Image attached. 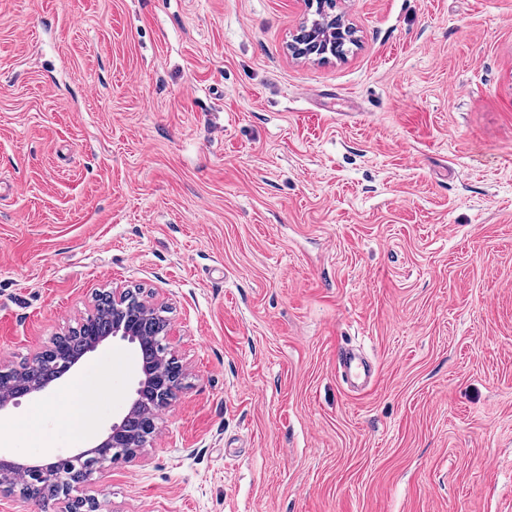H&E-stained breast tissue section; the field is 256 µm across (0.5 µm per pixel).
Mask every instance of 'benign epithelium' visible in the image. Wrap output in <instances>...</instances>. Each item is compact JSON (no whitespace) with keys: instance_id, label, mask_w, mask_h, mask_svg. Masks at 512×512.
Returning a JSON list of instances; mask_svg holds the SVG:
<instances>
[{"instance_id":"benign-epithelium-1","label":"benign epithelium","mask_w":512,"mask_h":512,"mask_svg":"<svg viewBox=\"0 0 512 512\" xmlns=\"http://www.w3.org/2000/svg\"><path fill=\"white\" fill-rule=\"evenodd\" d=\"M307 4L315 9L318 19L313 26L295 34L291 44L293 54L300 58L324 57L330 53L325 41L327 34L332 33L342 40L353 39L352 28L342 17L332 13V4L326 0H307ZM171 331L164 310L144 301L135 289L114 288L95 294L93 311L69 329L67 335L77 337L85 354L110 337L139 344L147 356L142 362V377L137 383L135 398L127 413L112 423L105 438L90 450L37 465H24L1 457L0 492L29 488L41 493L32 498L34 502H41L48 496H62L68 499L63 512H97L93 499L70 497V480L59 470V465L75 461L88 476L107 463L136 456L155 437L157 420L177 399L186 378L183 364L167 344ZM76 362L77 358L71 356V342L56 337L26 369L1 366L0 411L20 397L46 391L53 379L48 374L49 369H56V374L62 376Z\"/></svg>"}]
</instances>
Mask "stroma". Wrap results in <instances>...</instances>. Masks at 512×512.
Wrapping results in <instances>:
<instances>
[{
    "label": "stroma",
    "mask_w": 512,
    "mask_h": 512,
    "mask_svg": "<svg viewBox=\"0 0 512 512\" xmlns=\"http://www.w3.org/2000/svg\"><path fill=\"white\" fill-rule=\"evenodd\" d=\"M343 57L294 59L304 0H0V366L97 291L165 308L187 385L98 512H512V0H336ZM359 349L376 378L350 392ZM57 388L0 451L93 448ZM338 366L346 380L352 386H362L371 377V368L364 364L353 348H344L338 354Z\"/></svg>",
    "instance_id": "stroma-1"
}]
</instances>
